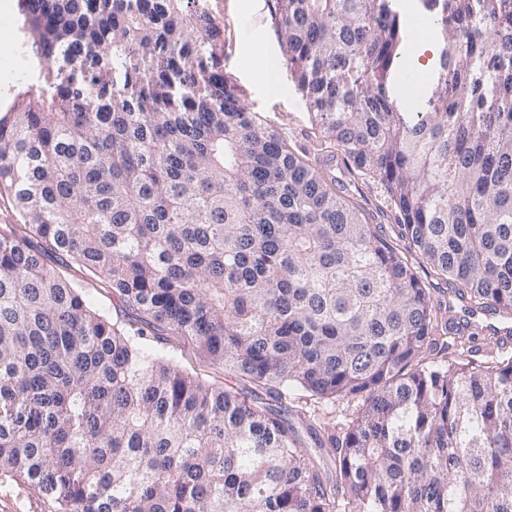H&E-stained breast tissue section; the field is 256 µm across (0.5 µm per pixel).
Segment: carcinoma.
I'll return each instance as SVG.
<instances>
[{
    "mask_svg": "<svg viewBox=\"0 0 512 512\" xmlns=\"http://www.w3.org/2000/svg\"><path fill=\"white\" fill-rule=\"evenodd\" d=\"M212 0H19L44 83L0 117V471L56 512H512V354L429 359L446 312L224 76ZM273 0L321 144L388 193L471 313L512 317V0ZM104 285L119 316L92 308ZM189 343L217 383L152 343ZM361 401L321 468L288 398ZM402 1H404V3L406 4V11H405L406 14L414 22H413L411 36L403 48L405 76L402 80L396 81V83L402 82L406 86H407V82L412 83V84H416V83L422 84V87H421L422 91H419L418 93H412V98L410 99V101H408L406 103L402 102L403 104H405L407 106H416V105L424 104V101H425V99L427 97V93H428V86L431 84L433 75L432 74L425 75L424 73L419 71L421 74L424 75V76H422L416 70L413 60L420 69L426 70L427 72H429V70L434 69L437 64L439 49H438V45L434 41L430 40L429 37H424V38L419 39L412 46V48L410 50V54H411V56H410L409 47L416 37H420V34H419V28L421 25L420 20L424 18V15H423V9H422L420 0H416V2H406V0H402ZM407 3H414V9L410 10L407 7ZM428 53H430L431 55H428ZM423 59H424V61H421ZM411 76H413L414 78L412 79ZM395 84L393 87H394L395 93H397V90L400 89L401 86L395 85Z\"/></svg>",
    "mask_w": 512,
    "mask_h": 512,
    "instance_id": "obj_1",
    "label": "carcinoma"
}]
</instances>
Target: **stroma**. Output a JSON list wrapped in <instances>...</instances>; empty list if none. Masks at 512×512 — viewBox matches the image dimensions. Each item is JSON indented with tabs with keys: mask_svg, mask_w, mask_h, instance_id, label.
Returning <instances> with one entry per match:
<instances>
[{
	"mask_svg": "<svg viewBox=\"0 0 512 512\" xmlns=\"http://www.w3.org/2000/svg\"><path fill=\"white\" fill-rule=\"evenodd\" d=\"M214 7L224 28L222 68L229 81L239 89L248 109L277 128L290 148L309 164L330 173L345 194L363 206L365 218L375 225L382 238L393 244L399 243L400 226L384 188L370 177L348 170L341 160H327L319 151L321 134L311 119L309 104L297 90L288 68L277 71L274 82L278 90L273 93L266 91V80L257 68L249 65V58L254 56L277 60L282 57L278 21L271 0H215ZM20 28L18 13L0 14L1 109L11 103L16 85L44 77L41 61L24 48ZM407 259L435 302L450 307L456 322H469L478 327L476 339L463 346L454 342L452 335L437 332L432 358L489 362L512 353V344L503 342L501 337L503 329H512V318L504 319L487 312L470 315L447 280L437 276L420 254L409 253ZM0 512H55V504L26 482L0 473Z\"/></svg>",
	"mask_w": 512,
	"mask_h": 512,
	"instance_id": "35a3bbf8",
	"label": "stroma"
}]
</instances>
